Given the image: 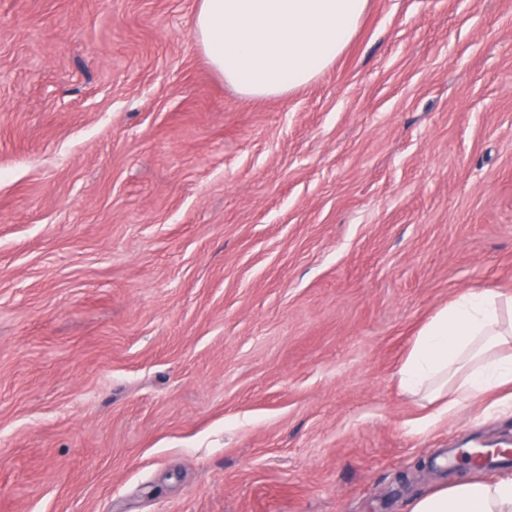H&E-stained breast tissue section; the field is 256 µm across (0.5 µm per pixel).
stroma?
I'll use <instances>...</instances> for the list:
<instances>
[{"label":"stroma","instance_id":"stroma-1","mask_svg":"<svg viewBox=\"0 0 512 512\" xmlns=\"http://www.w3.org/2000/svg\"><path fill=\"white\" fill-rule=\"evenodd\" d=\"M199 0H0V512H407L512 387L430 426L397 371L512 295V0H369L250 99Z\"/></svg>","mask_w":512,"mask_h":512}]
</instances>
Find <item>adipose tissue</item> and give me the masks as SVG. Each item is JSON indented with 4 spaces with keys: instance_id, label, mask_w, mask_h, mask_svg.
I'll return each instance as SVG.
<instances>
[{
    "instance_id": "obj_1",
    "label": "adipose tissue",
    "mask_w": 512,
    "mask_h": 512,
    "mask_svg": "<svg viewBox=\"0 0 512 512\" xmlns=\"http://www.w3.org/2000/svg\"><path fill=\"white\" fill-rule=\"evenodd\" d=\"M368 0H199L193 33L212 67L244 96L287 95L333 65ZM403 392L436 415L512 385V298L459 294L416 336L402 362ZM408 512H512V476L460 479L415 497Z\"/></svg>"
}]
</instances>
